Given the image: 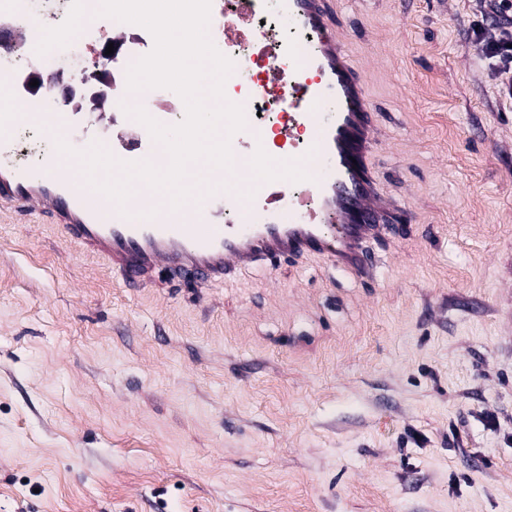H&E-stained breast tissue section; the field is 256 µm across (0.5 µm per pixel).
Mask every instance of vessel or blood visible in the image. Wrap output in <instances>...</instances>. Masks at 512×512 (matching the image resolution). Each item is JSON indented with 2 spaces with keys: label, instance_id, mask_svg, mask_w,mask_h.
Returning <instances> with one entry per match:
<instances>
[{
  "label": "vessel or blood",
  "instance_id": "vessel-or-blood-1",
  "mask_svg": "<svg viewBox=\"0 0 512 512\" xmlns=\"http://www.w3.org/2000/svg\"><path fill=\"white\" fill-rule=\"evenodd\" d=\"M327 0H277L279 10L316 42L280 44L268 65L270 86L283 89L289 129H303V147L281 146L268 157L256 181L239 182L237 172L216 171L200 162L196 170L213 194L193 201L186 213L163 204L162 193L133 185L127 213L91 189L79 162L41 175L0 170V204L21 212L35 203L52 207V216L70 240L112 265L126 282L151 279L160 268L189 270L210 279L226 275L230 264L254 258L317 252L350 268H364L360 245L396 217L380 206V191L370 161L371 134L377 114L356 72L333 37ZM40 113L21 104L8 75L0 76V146L21 127L42 123ZM254 128L231 139L234 158L261 146ZM160 144L148 142L118 152L123 161L158 163ZM305 193H291L295 183ZM264 214L254 223V214ZM339 222L329 231L324 216Z\"/></svg>",
  "mask_w": 512,
  "mask_h": 512
}]
</instances>
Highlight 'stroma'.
<instances>
[{
	"instance_id": "35a3bbf8",
	"label": "stroma",
	"mask_w": 512,
	"mask_h": 512,
	"mask_svg": "<svg viewBox=\"0 0 512 512\" xmlns=\"http://www.w3.org/2000/svg\"><path fill=\"white\" fill-rule=\"evenodd\" d=\"M402 225L137 286L0 207V512H512V104L479 0H328Z\"/></svg>"
}]
</instances>
